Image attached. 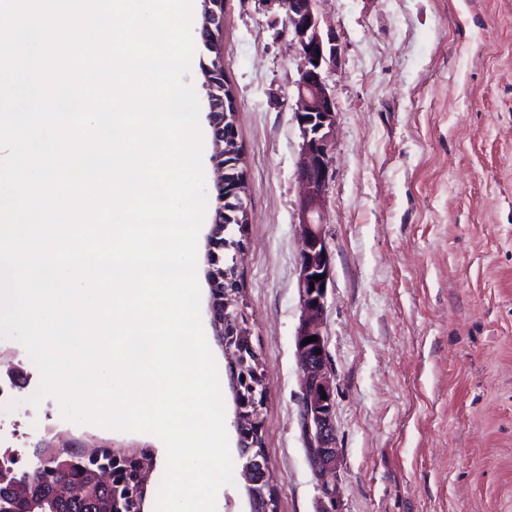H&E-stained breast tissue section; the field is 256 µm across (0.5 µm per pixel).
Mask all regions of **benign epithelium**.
Segmentation results:
<instances>
[{
	"mask_svg": "<svg viewBox=\"0 0 512 512\" xmlns=\"http://www.w3.org/2000/svg\"><path fill=\"white\" fill-rule=\"evenodd\" d=\"M288 18L291 36L299 56V79L294 116L301 131V149L296 176L303 187L300 199L299 231L302 240L298 288L301 318L296 331L295 348L301 374V425L312 440L314 450L306 456L316 481V512H338L336 509L337 461L334 425L335 374L329 363L323 318L328 283L332 277V255L323 235L325 194L332 178L336 102L327 83L328 70L336 61V33L322 30L316 10L317 0H275ZM224 29V0H202L201 37L207 48L221 40ZM224 53L204 70V86L209 103L213 155L217 174L216 205L207 235L205 276L211 290V327L219 340H224V322L237 318L235 305L224 302ZM321 280L316 281L314 277ZM318 340L304 343L308 337ZM244 469L255 463L251 448L245 446L249 428L242 412L235 417ZM110 452L95 450L85 455L95 481L112 487V500L106 512H127L137 499L122 491L124 482L115 473H105L99 459Z\"/></svg>",
	"mask_w": 512,
	"mask_h": 512,
	"instance_id": "obj_1",
	"label": "benign epithelium"
}]
</instances>
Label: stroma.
<instances>
[{
	"mask_svg": "<svg viewBox=\"0 0 512 512\" xmlns=\"http://www.w3.org/2000/svg\"><path fill=\"white\" fill-rule=\"evenodd\" d=\"M338 53L333 176L323 233L333 255L324 334L336 375L339 512H512V0H318ZM207 200L216 195L203 68ZM299 59L276 0H224V79L237 100L248 222L239 304L262 361L261 434L277 512H315L300 423L301 318L294 119ZM24 378L0 416V455L28 470L64 434L154 458L151 434L31 406L40 372L0 335ZM235 475L217 512H249L231 395Z\"/></svg>",
	"mask_w": 512,
	"mask_h": 512,
	"instance_id": "obj_1",
	"label": "stroma"
}]
</instances>
